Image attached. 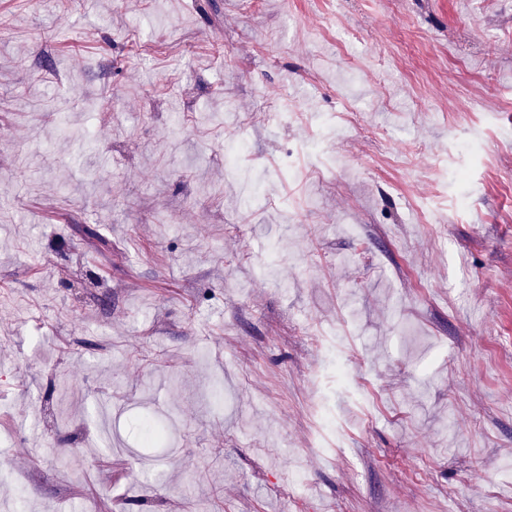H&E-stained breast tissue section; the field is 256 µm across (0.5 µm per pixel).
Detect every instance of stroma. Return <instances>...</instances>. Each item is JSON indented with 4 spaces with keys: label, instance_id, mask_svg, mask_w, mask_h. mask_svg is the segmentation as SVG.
I'll use <instances>...</instances> for the list:
<instances>
[{
    "label": "stroma",
    "instance_id": "1",
    "mask_svg": "<svg viewBox=\"0 0 512 512\" xmlns=\"http://www.w3.org/2000/svg\"><path fill=\"white\" fill-rule=\"evenodd\" d=\"M509 460L512 0H0V512H512ZM249 151L247 139L239 134H228L224 138V167L246 177V172L240 167V159Z\"/></svg>",
    "mask_w": 512,
    "mask_h": 512
}]
</instances>
